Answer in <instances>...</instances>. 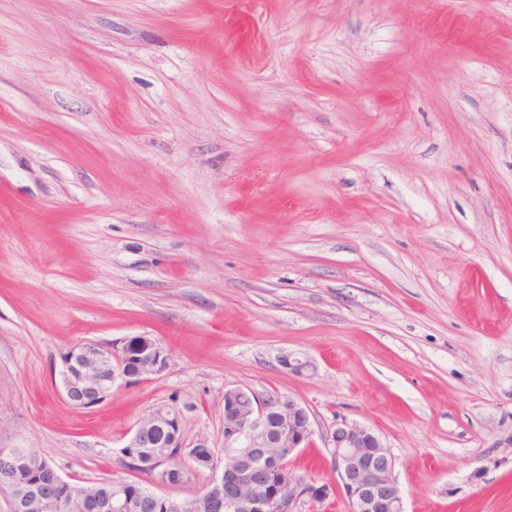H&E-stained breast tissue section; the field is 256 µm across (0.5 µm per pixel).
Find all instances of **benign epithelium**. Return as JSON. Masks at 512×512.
<instances>
[{
    "mask_svg": "<svg viewBox=\"0 0 512 512\" xmlns=\"http://www.w3.org/2000/svg\"><path fill=\"white\" fill-rule=\"evenodd\" d=\"M155 362L149 376H159L169 366V353L156 339L152 340ZM126 340L92 343L74 347L61 356L60 376L68 403L75 409H91L104 403L115 386L130 385L135 378L123 370ZM248 394L252 409L245 413L240 396ZM155 425L172 423L181 426V412L161 405L144 414ZM314 430L306 406L290 395L261 396L247 387L224 389V456L212 457L215 473L205 487L208 507L224 505L225 512H268L266 500L244 491L239 472L223 464L236 456L239 467L249 466L257 474L265 458L266 446L279 449L281 466L288 469V498L278 502V512H301L302 507L322 505L339 492L347 500L350 512H405L401 489L395 476V460L371 429L342 420L327 436V449L336 483L318 482L296 474L288 468L290 458L312 442ZM12 455L0 450V512L24 509L22 495L15 492L10 479ZM153 493L167 500L169 512H184L185 501L167 493L175 488L159 465L152 478Z\"/></svg>",
    "mask_w": 512,
    "mask_h": 512,
    "instance_id": "benign-epithelium-1",
    "label": "benign epithelium"
}]
</instances>
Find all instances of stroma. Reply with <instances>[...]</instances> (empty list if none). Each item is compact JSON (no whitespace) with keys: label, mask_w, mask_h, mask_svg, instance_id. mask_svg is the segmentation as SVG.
Here are the masks:
<instances>
[{"label":"stroma","mask_w":512,"mask_h":512,"mask_svg":"<svg viewBox=\"0 0 512 512\" xmlns=\"http://www.w3.org/2000/svg\"><path fill=\"white\" fill-rule=\"evenodd\" d=\"M140 335L161 376L64 400ZM233 386L308 408L299 474L344 419L405 512H512V0H0V448L133 480ZM92 343L71 348L61 356L60 376L63 379V392L68 403L75 409H91L104 403L112 395L116 385H130L152 376H160L169 366V353L156 339L151 338L154 346V363H150L152 372L139 379L123 370L122 358L126 341ZM151 345L147 336H131L127 344V357L124 369L130 374L139 371L141 363L151 355ZM73 370L82 371V380L73 381Z\"/></svg>","instance_id":"35a3bbf8"}]
</instances>
